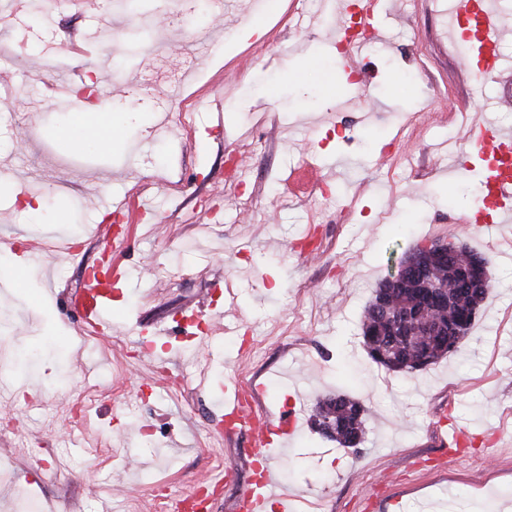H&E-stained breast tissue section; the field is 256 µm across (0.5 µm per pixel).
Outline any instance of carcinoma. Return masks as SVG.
<instances>
[{
    "mask_svg": "<svg viewBox=\"0 0 512 512\" xmlns=\"http://www.w3.org/2000/svg\"><path fill=\"white\" fill-rule=\"evenodd\" d=\"M476 255L478 252L464 245L459 252L448 258V266L442 268L448 280V291L452 295V303L446 309L425 302L417 288L389 286L386 281H381L364 310L361 323L364 346L375 363L395 373L423 370L455 351L458 344L471 335L476 322L473 312L481 310L492 287L490 278L486 276L482 287L471 293L457 288L462 273L468 270L471 258ZM382 299L396 313L410 317L413 322L431 320L446 323L448 329L458 332V335L450 336L446 341L439 336H421L415 344L410 345L406 343V337L400 335L397 320L387 318L381 312L379 301ZM379 344L391 348L392 358L387 361L375 358L374 349ZM368 412V407L359 400L338 393L319 400L310 419L330 421L334 432L328 433L321 428L318 432L345 448L356 449L358 445L354 444V440L364 442L367 433Z\"/></svg>",
    "mask_w": 512,
    "mask_h": 512,
    "instance_id": "obj_1",
    "label": "carcinoma"
}]
</instances>
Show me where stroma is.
<instances>
[{
    "label": "stroma",
    "mask_w": 512,
    "mask_h": 512,
    "mask_svg": "<svg viewBox=\"0 0 512 512\" xmlns=\"http://www.w3.org/2000/svg\"><path fill=\"white\" fill-rule=\"evenodd\" d=\"M33 2L0 12V83L17 90L0 102V359L35 356L0 376L35 390L0 400V512L33 496L43 512H160L204 480L218 483L210 512H231L268 458L288 512H512V223H472L483 173L461 138L469 113L512 131V8L499 13L507 68L480 78L453 54L448 0H380L369 51L413 70L407 87L389 67L346 71L327 0H294L284 19L258 0H50L39 16ZM54 57L109 102L112 151L45 138L71 117L51 97ZM136 192L150 215L113 220L105 202ZM448 240L486 260L481 317L448 358L387 371L363 348L364 309L390 254ZM33 244L50 267L15 283ZM106 254L120 327L89 338L70 300ZM226 305L236 331L188 360L178 320ZM233 384L260 388L261 419L292 412L287 446L261 456L246 430L225 431ZM336 393L371 410L360 449L308 425ZM146 424L155 446L137 443ZM451 427L465 438L447 460Z\"/></svg>",
    "instance_id": "stroma-1"
}]
</instances>
